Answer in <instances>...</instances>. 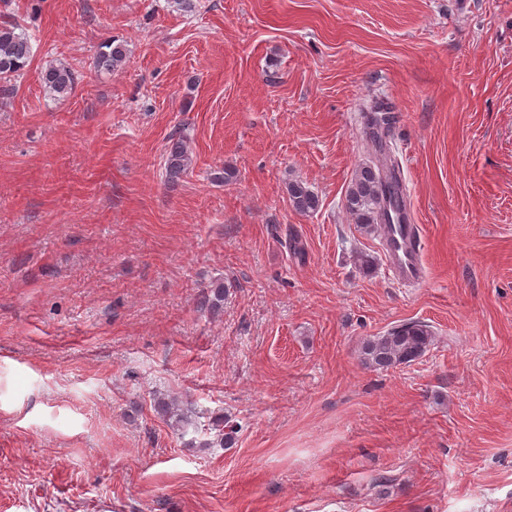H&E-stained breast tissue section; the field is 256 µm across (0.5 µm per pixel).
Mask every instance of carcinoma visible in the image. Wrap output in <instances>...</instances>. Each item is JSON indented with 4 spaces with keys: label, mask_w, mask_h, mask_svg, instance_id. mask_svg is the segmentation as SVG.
I'll use <instances>...</instances> for the list:
<instances>
[{
    "label": "carcinoma",
    "mask_w": 512,
    "mask_h": 512,
    "mask_svg": "<svg viewBox=\"0 0 512 512\" xmlns=\"http://www.w3.org/2000/svg\"><path fill=\"white\" fill-rule=\"evenodd\" d=\"M33 56L31 36L14 24L0 25V79L15 77L31 62ZM127 61L123 44L113 41L101 45L95 66L114 71ZM44 85L58 97L66 99L75 90V72L63 65H50L42 72ZM191 166L187 141L183 135L169 139L165 156V177L174 183ZM289 201L295 212L309 214L320 205L318 195L302 182L288 183ZM402 197L400 173L395 166L389 170L371 165L360 167L352 179L345 196V209L355 223L368 231L377 225L390 223L389 211L395 200ZM200 307L210 313L221 311L224 305V282L215 281L199 298ZM433 341L429 326L421 321L404 322L382 336L365 340L361 346L362 361L376 369H388L411 362L420 357Z\"/></svg>",
    "instance_id": "cac0c4a2"
}]
</instances>
